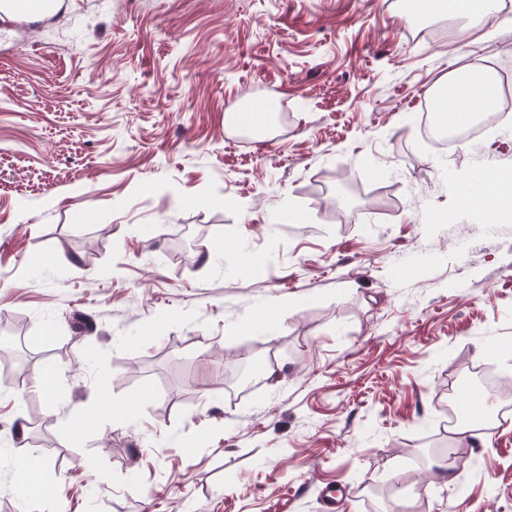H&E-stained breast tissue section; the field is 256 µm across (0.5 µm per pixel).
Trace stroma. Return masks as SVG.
<instances>
[{
  "label": "stroma",
  "instance_id": "1",
  "mask_svg": "<svg viewBox=\"0 0 512 512\" xmlns=\"http://www.w3.org/2000/svg\"><path fill=\"white\" fill-rule=\"evenodd\" d=\"M405 7L72 0L0 44V323L30 372L0 388V512H325L339 486L345 512L372 486L512 512V408L485 392L473 448L446 424L471 368L512 378V219L472 194L512 123L417 134L450 73L512 74V21ZM254 111L259 138L227 118Z\"/></svg>",
  "mask_w": 512,
  "mask_h": 512
}]
</instances>
